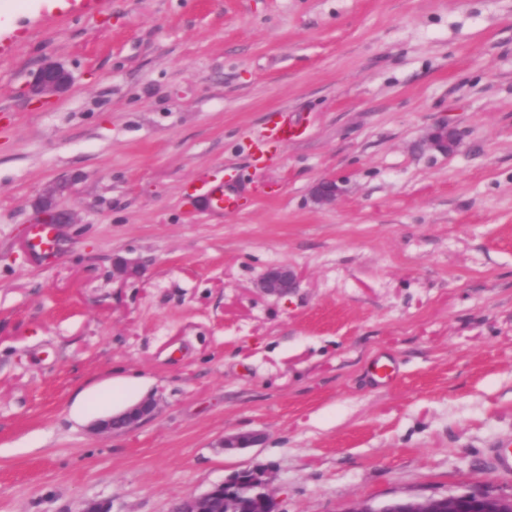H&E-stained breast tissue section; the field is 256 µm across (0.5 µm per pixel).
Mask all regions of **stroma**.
<instances>
[{
	"label": "stroma",
	"instance_id": "35a3bbf8",
	"mask_svg": "<svg viewBox=\"0 0 512 512\" xmlns=\"http://www.w3.org/2000/svg\"><path fill=\"white\" fill-rule=\"evenodd\" d=\"M17 6L0 0V512H172L247 469L278 512L512 495L492 465L512 446V0ZM48 59L73 84L36 107ZM442 123L458 150L416 151ZM59 182L47 262L28 228ZM281 264L297 288L259 294ZM146 398L153 418L92 431ZM201 191V197L210 208L227 214L235 209L234 194L232 192H225L224 187L204 184L201 187Z\"/></svg>",
	"mask_w": 512,
	"mask_h": 512
}]
</instances>
